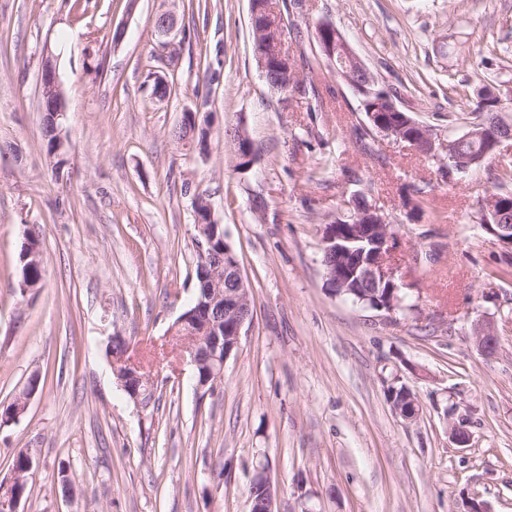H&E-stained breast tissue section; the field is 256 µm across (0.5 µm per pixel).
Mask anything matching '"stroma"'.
<instances>
[{"instance_id":"1","label":"stroma","mask_w":512,"mask_h":512,"mask_svg":"<svg viewBox=\"0 0 512 512\" xmlns=\"http://www.w3.org/2000/svg\"><path fill=\"white\" fill-rule=\"evenodd\" d=\"M177 17L160 36L156 16ZM250 0H0V404L40 384L0 426V481L34 451L19 512H249L260 457L276 512H455L464 497L512 512V278L508 253L471 221L512 169L504 141L459 184L437 180L448 127L466 130L486 75L512 90V0H302L286 44L310 51L327 19L378 78L438 135L434 157L378 136L353 90L310 115L262 78ZM125 38L113 43L112 29ZM55 57L65 99V164L43 147L39 70ZM174 81L154 96L155 76ZM211 115L210 145L171 136L183 112ZM258 150L237 170L228 132ZM388 216L391 262L410 303L385 316L333 295L319 261L325 224L353 191ZM207 195L252 288V319L224 377L197 390L172 324L189 306L198 248L192 201ZM45 279L19 297L28 228ZM494 323L484 355L472 325ZM122 337L156 388L135 405L105 349ZM415 394L392 410L385 376ZM469 421L455 445L447 409ZM73 482L65 497L60 471Z\"/></svg>"}]
</instances>
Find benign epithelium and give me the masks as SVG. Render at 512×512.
<instances>
[{
	"label": "benign epithelium",
	"instance_id": "obj_1",
	"mask_svg": "<svg viewBox=\"0 0 512 512\" xmlns=\"http://www.w3.org/2000/svg\"><path fill=\"white\" fill-rule=\"evenodd\" d=\"M251 25L257 46V58L262 77L274 88L287 92L291 86L296 69L292 58L285 49L286 29L284 22L272 19L264 6L251 2ZM313 36L325 55L330 71L343 79L356 94L367 84L377 82L361 60L353 52L335 25L322 19L314 26ZM41 95V112L49 114L58 121L65 116L64 95L56 64L51 56L42 58L39 73ZM373 131L389 137L391 134L415 147L422 153L430 155L434 152V135L430 127L404 114V109L392 98L387 99V109L378 108L366 113ZM493 131L484 154L493 152L504 140L512 136L504 133L500 126L486 127L482 121L469 126L465 137L481 136L486 131ZM237 149L235 164L245 163L252 166L256 159V151L250 139L242 134L234 135ZM475 158H462L453 151H448V162L444 167L451 171L454 182L462 180L474 164ZM205 206V210L197 215L199 225L197 243L199 250L210 243L209 235L213 228V212L210 204L202 197L194 198V206ZM483 215H492L494 223L486 224L489 234L506 248L512 249V225L505 223L509 214L508 203L504 197L495 196L488 199L482 210ZM353 223L347 225L346 235L336 233V225L329 224L322 237L321 247L328 256L323 267L328 284L336 288H381L388 285L390 294L385 301L377 304V310L393 315L399 308L401 299L397 295L399 285L394 282L395 272L388 264L387 256L394 248L396 237L388 218L371 204L356 208L352 215ZM224 321L212 318L210 309L196 308L184 315L178 322L182 327H190L204 323L203 330L207 336L189 337L192 344L187 346L190 364L205 365L210 368L211 377L215 380L223 378L222 364L238 348L240 336L246 322L251 318V289L243 277L237 255L229 244H224ZM478 347L491 355L499 348L498 337L490 322L477 320L473 325ZM112 371L122 377L123 387H137L148 382L141 374L137 364L120 357L118 363L112 364ZM393 412L402 419L411 422L419 415V404L414 396L404 400H390ZM253 488L261 489L260 499L249 496V512H275V491L270 480V465L261 462L256 466V474L251 482ZM22 495L12 491L10 485L0 490V506L7 512H18Z\"/></svg>",
	"mask_w": 512,
	"mask_h": 512
}]
</instances>
